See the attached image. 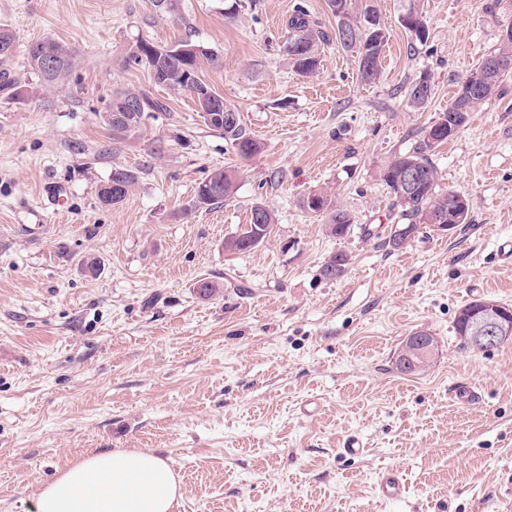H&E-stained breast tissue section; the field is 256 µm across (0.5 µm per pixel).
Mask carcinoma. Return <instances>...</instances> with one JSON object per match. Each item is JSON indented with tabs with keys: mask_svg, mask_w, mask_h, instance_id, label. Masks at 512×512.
<instances>
[{
	"mask_svg": "<svg viewBox=\"0 0 512 512\" xmlns=\"http://www.w3.org/2000/svg\"><path fill=\"white\" fill-rule=\"evenodd\" d=\"M326 5L336 19V43L347 51L357 52L358 77L364 83L376 81L381 73V58L388 39V31L382 30L377 24L379 20L375 11L363 0H326ZM288 38L284 45V53L288 56L293 71L302 77L315 75L321 63L320 48L329 35L321 29L319 22L311 19L309 12L302 6L296 7L287 22ZM183 47L191 48L181 58H166L161 55L157 45L140 40L131 48L129 59L149 70H156L162 77L159 85L166 89L186 93L195 101L198 112H207L216 105L222 112L239 115L237 108L229 103L224 96L213 91L203 80V62L215 64L216 58L206 51L195 48L188 41L180 42ZM36 54L28 56L31 70L40 74L42 79L52 83L65 76L74 65L71 48L53 40H42L35 43ZM45 57L55 62L56 67L45 71L38 66L40 58ZM512 72V37L500 41L499 46L481 60L480 64L460 83L453 102L444 113L447 123L462 127L468 113L491 99L500 88L502 77ZM477 85L481 94L470 99L469 87ZM122 102L129 112L135 116V125L148 112H163L166 105L145 93L123 92L115 98ZM211 129L224 134L228 141L243 159L256 156L261 147L241 124L236 120L232 125H212ZM433 149L424 140L411 151L392 158L379 172L381 181L385 183L392 197L391 209L393 216L402 221V225H411L414 229L430 224H439L441 220L458 224L467 222L469 205H460V199L454 191L442 193L438 190V172L429 157ZM405 168H413L420 174L419 182L411 189H405L398 180L400 172ZM124 189L119 197L112 199V204L122 203L135 184L136 175L127 169L117 170ZM236 188V174L231 170L217 169L204 181L199 183L192 209H202L222 203L233 197ZM462 210H457V206ZM303 208L321 218L329 234L338 238L349 234L353 228L350 213L342 206L327 199L324 208L314 209L308 204ZM276 226L274 213L264 205L257 204L251 208L248 224L224 242L225 251L230 254L245 253L263 243L259 239V225ZM483 305V300L470 302L462 308L454 322V332L464 347L470 346L469 332L466 325V314Z\"/></svg>",
	"mask_w": 512,
	"mask_h": 512,
	"instance_id": "carcinoma-1",
	"label": "carcinoma"
}]
</instances>
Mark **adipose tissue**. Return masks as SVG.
I'll use <instances>...</instances> for the list:
<instances>
[{
    "label": "adipose tissue",
    "mask_w": 512,
    "mask_h": 512,
    "mask_svg": "<svg viewBox=\"0 0 512 512\" xmlns=\"http://www.w3.org/2000/svg\"><path fill=\"white\" fill-rule=\"evenodd\" d=\"M180 495L167 459L115 449L74 460L41 487L34 512H171Z\"/></svg>",
    "instance_id": "adipose-tissue-1"
}]
</instances>
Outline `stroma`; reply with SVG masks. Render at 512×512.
Returning <instances> with one entry per match:
<instances>
[{"instance_id": "35a3bbf8", "label": "stroma", "mask_w": 512, "mask_h": 512, "mask_svg": "<svg viewBox=\"0 0 512 512\" xmlns=\"http://www.w3.org/2000/svg\"><path fill=\"white\" fill-rule=\"evenodd\" d=\"M296 2L0 0L25 91H0V512H34L58 472L116 448L169 458L183 485L173 512H512V342L463 350L453 332L471 301L512 306L500 256L512 247V75L430 154L441 189L467 198V223L391 249L379 178L497 47L512 0L492 13L490 0H419L422 42L399 24V0H368L390 33L369 84L332 39L316 76L293 72L283 46ZM47 38L76 54L53 85L27 63ZM142 39L217 56L203 77L261 152L241 160L192 99L129 62ZM423 75L431 94L417 108L406 90ZM124 91L167 109L115 133L106 113ZM118 168L137 181L103 206ZM220 168L237 174L234 197L191 210ZM314 192L351 214L349 235L328 236L303 208ZM258 203L274 234L225 252ZM336 252L348 270L323 279ZM201 278L221 293L198 298ZM417 329L438 354L406 375L396 358ZM460 383L478 400L457 403ZM352 440L362 454L345 453ZM388 468L403 477L394 501L376 487Z\"/></svg>"}]
</instances>
